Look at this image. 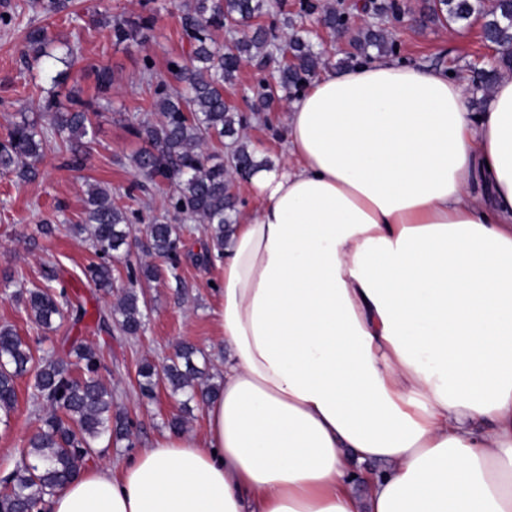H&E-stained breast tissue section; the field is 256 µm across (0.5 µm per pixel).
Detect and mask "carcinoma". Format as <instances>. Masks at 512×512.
<instances>
[{
    "mask_svg": "<svg viewBox=\"0 0 512 512\" xmlns=\"http://www.w3.org/2000/svg\"><path fill=\"white\" fill-rule=\"evenodd\" d=\"M71 0H38L46 16L70 8ZM266 0H192L179 17L186 39L189 62L173 59L183 87L172 86L159 79L150 60H145L142 79L153 91L152 111L157 119L145 118L133 127V133L149 144L133 158L138 180L134 188L147 193L162 182L173 187L169 208L203 224L214 248L221 251L229 236L237 197L232 192V177L250 174L259 163L247 146L238 142L247 117L229 105L224 98V84L232 82L245 60L254 61L260 69L275 63L270 52L275 35L262 26L252 25L261 15ZM321 22L331 32H349V18L333 6L319 7ZM472 18L482 19L485 42L500 55L503 66L512 72V4L508 0H428L421 19L441 24H457ZM91 21L109 32L116 43L146 39L155 24V15L135 19L112 14V8L98 4L91 11ZM227 31L228 38L219 40L218 32ZM356 53L339 61L347 65L357 56L367 55L370 47L380 53L395 52V42L384 29L366 26L353 38ZM28 54L35 61L77 60L75 48L68 42L55 43L41 26L28 30ZM288 51L293 61L279 67L278 96L265 84L255 89L251 109L272 112L278 102L297 96L305 90L316 72L328 64L324 52L314 49L304 32L294 30L288 36ZM67 75L60 72L49 78L40 89L39 112L50 117L45 126L22 113L0 137V174L13 175L22 181L40 176L37 167L51 142L58 143L64 165L82 168L90 157L94 142V117L112 102V75L96 69V93L83 100L73 91L63 92ZM233 139L226 159L219 161L206 155L204 147L212 136ZM72 231L90 241L97 261L84 271L94 287L106 294L112 292L114 253L128 244L131 222L127 210L112 199V192L95 187L86 200L82 223ZM155 254L170 262L177 260L180 237L173 224L149 226ZM49 285L18 294L33 316L34 323L51 328L74 308L66 288L55 289L52 282H63L56 270L46 274ZM145 302L134 288L122 290L113 309L119 329L136 336L144 326ZM198 349L182 343L176 359L158 373L145 362L138 376L141 396H153L157 380L164 378L174 395L186 401L199 397L208 401L216 387L200 382L201 372L192 363ZM69 355L75 361L49 359L35 375L34 389L40 403L48 408L39 431L30 437L28 450L16 468L3 479L0 512H35L45 497L53 495L73 480L87 462L103 452L99 441L107 437L119 442L129 435V424L123 415L112 414V391L99 377L100 356L82 340L71 341ZM33 355L30 346L8 326H0V422L9 423L16 403V380L23 376Z\"/></svg>",
    "mask_w": 512,
    "mask_h": 512,
    "instance_id": "cac0c4a2",
    "label": "carcinoma"
}]
</instances>
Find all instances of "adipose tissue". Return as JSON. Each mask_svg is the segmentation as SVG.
<instances>
[{
  "label": "adipose tissue",
  "mask_w": 512,
  "mask_h": 512,
  "mask_svg": "<svg viewBox=\"0 0 512 512\" xmlns=\"http://www.w3.org/2000/svg\"><path fill=\"white\" fill-rule=\"evenodd\" d=\"M468 98L378 55L314 77L224 245L204 438L50 512H512V76Z\"/></svg>",
  "instance_id": "ef3b65f1"
}]
</instances>
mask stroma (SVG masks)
I'll list each match as a JSON object with an SVG mask.
<instances>
[{"mask_svg": "<svg viewBox=\"0 0 512 512\" xmlns=\"http://www.w3.org/2000/svg\"><path fill=\"white\" fill-rule=\"evenodd\" d=\"M94 2L73 0L70 12L48 17L36 11L35 0H0V14L13 17L10 27L0 26V132L20 113L34 109L39 96V68L25 55V35L30 27H47L52 37L74 45L78 60L67 84L80 97H93L95 67L109 69L113 77L112 104L95 119L93 150L84 169L63 168L61 153L52 145L39 164L36 181L24 183L12 176H0V325L11 326L32 347L31 372L38 369L43 358H68L65 339L69 336L80 337L99 351V374L112 390V409L123 413L131 423L129 440L112 445L94 460L95 466L116 470L132 450L152 447L169 433L168 422L174 416L183 417L185 433L200 437L206 429L204 404L192 405L190 412H183L178 398L162 384L154 398L142 397L137 385L139 365L145 361L159 367L168 364L176 343L187 341L200 351L196 364L205 369L206 383L216 386L221 382L228 351L221 336L215 289L223 277L222 261L216 256L202 261L208 241L202 224L168 213L169 185L147 195L130 192L135 179L132 158L145 146L132 134L131 126L144 117L151 101L141 75L143 62L151 60L159 76L169 77V60L186 51L180 35V11L173 0H105L116 14L134 17L149 8L157 12L149 39L117 44L106 30L90 24L88 8ZM300 3L269 0L261 24L285 37L289 31L283 28L282 19L292 17L309 29L310 41L316 48L328 50L334 63L353 52L350 35L332 34L320 24L318 16H304ZM401 3L405 20L401 26L388 29L398 46V59L440 68L469 80L475 70L484 68L492 50L481 38L480 21L418 26L412 19L423 10L425 0ZM263 77L251 62H244L233 83L225 84L224 96L246 115L248 126L242 139L256 158L279 165L286 160V112L251 109L253 89ZM98 185L111 189L114 198L124 200L132 212L136 237L130 255L114 265V288L109 295L86 281L83 270L95 256L89 241L70 230L81 221L89 190ZM162 217L180 229V258L175 268L154 253L147 232L148 224ZM48 223L55 227L49 235L41 231ZM144 265L154 268V277L130 282L129 269ZM52 268L64 275L70 292L79 295L87 315L78 325L71 316H64L55 330L46 331L33 322L17 294L43 287L45 272ZM131 285L141 292L146 304L143 332L127 336L115 326L98 330V317L110 315L118 293ZM31 372L16 383V405L9 425L0 424L2 477L14 469L21 449L27 447L44 415L35 397Z\"/></svg>", "mask_w": 512, "mask_h": 512, "instance_id": "35a3bbf8", "label": "stroma"}]
</instances>
